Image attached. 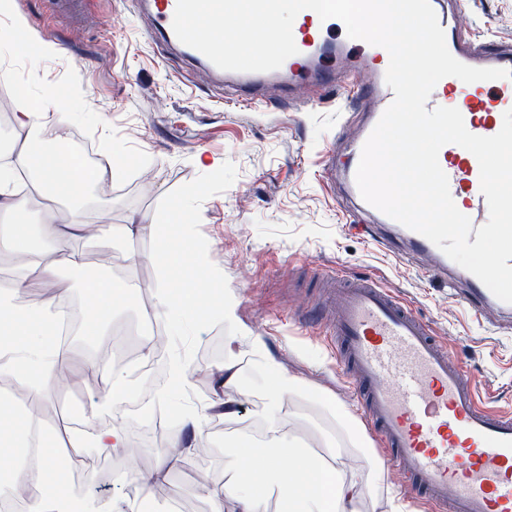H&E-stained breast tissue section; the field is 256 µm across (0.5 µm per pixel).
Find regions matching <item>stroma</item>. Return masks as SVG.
<instances>
[{
	"mask_svg": "<svg viewBox=\"0 0 512 512\" xmlns=\"http://www.w3.org/2000/svg\"><path fill=\"white\" fill-rule=\"evenodd\" d=\"M13 13L26 22L19 49L0 53V132L14 134L11 122L21 101L40 103L46 86L63 80L72 116L50 127L52 147L106 145L126 155L123 177L93 183L83 207L88 225L125 223L137 215L143 229L128 250L104 252L88 241L77 243L84 262L57 282L70 302L85 307L75 286L89 270L107 269L113 280L130 288L129 307L112 334L138 348L149 326L148 308L160 271L158 242L177 233L182 222L195 224L196 238L187 251L204 248L209 266L234 291L242 324L262 336L282 366L303 382L292 399L291 429L297 447L323 453L326 440L341 426L337 413L356 414L353 391L332 358L318 327L302 328L297 314L315 289L305 277L310 264L339 266L353 276L376 275L430 324L452 357L478 383L482 397L502 410L512 409V319L491 310L489 320L472 319L467 306L448 296L446 285L417 267L404 265L377 243L349 230L351 214L327 182L333 166L349 160L346 144L355 131L340 107L349 91L339 83L335 97H321L312 111L267 90V103L241 107L228 102V89L208 71L162 43L147 42V16L132 14L125 0H83L78 13L59 12L52 0H13ZM457 32L472 41L490 38L512 45V0H457ZM54 44L52 55L30 56L27 44ZM335 165H328V151ZM164 354L157 370L129 362L133 398L119 415L101 404L104 383L82 379L74 365L68 406L51 402L55 418L95 430L122 418L133 457L104 458L88 449V468L76 492L97 500L131 502L140 489L129 466L152 468L163 448L180 439L184 449L168 482L154 487L155 512L179 504L181 512H210L199 488L200 473L213 463L233 460L238 445L259 424L257 380L244 376L239 416L224 421L211 415L200 442L185 435L179 414L209 402L214 383L196 375L186 394L172 404L155 401L157 384L171 360L189 354L191 368L215 371L224 361L228 327L199 324L192 335L177 323L158 328ZM204 455H197L196 447ZM426 512L410 503L400 474L384 467L382 479L359 505L360 512Z\"/></svg>",
	"mask_w": 512,
	"mask_h": 512,
	"instance_id": "stroma-1",
	"label": "stroma"
}]
</instances>
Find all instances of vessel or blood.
<instances>
[{
	"instance_id": "b4317fda",
	"label": "vessel or blood",
	"mask_w": 512,
	"mask_h": 512,
	"mask_svg": "<svg viewBox=\"0 0 512 512\" xmlns=\"http://www.w3.org/2000/svg\"><path fill=\"white\" fill-rule=\"evenodd\" d=\"M445 29L451 54L460 62L480 68L512 70V49L488 41L480 45L458 38L448 26V0H430ZM177 0H131L135 14H148L147 39L176 42L172 19ZM302 25L294 34L296 55L269 72H224L234 103L259 104L268 84H280L296 97L306 84L336 86V66L348 58V43L329 33L331 21L311 10L300 13ZM361 81L353 95L366 120L350 148L351 162L343 180L360 201L359 213L370 216L360 230L386 245L409 264L430 261L434 278L447 280L452 264L438 247L421 234L399 227L367 202L361 201L355 180L362 147L394 92L385 81L388 52L360 43ZM455 104L467 129L491 136L502 127L503 114L512 108V80L464 83L441 79L427 106ZM439 164L449 179L452 197L462 198L463 214L474 226L485 222L487 201L480 190L477 159L455 144L439 152ZM323 302L327 333L336 363L353 385L358 409L383 453L386 464L406 479L413 501L430 512H512V414L483 403L465 367L452 358L430 327L406 303L384 288L376 276L350 277L343 269L312 268ZM453 298L478 316L498 305V298L474 275L461 287H451Z\"/></svg>"
}]
</instances>
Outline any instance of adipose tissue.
I'll return each instance as SVG.
<instances>
[{
  "label": "adipose tissue",
  "instance_id": "obj_1",
  "mask_svg": "<svg viewBox=\"0 0 512 512\" xmlns=\"http://www.w3.org/2000/svg\"><path fill=\"white\" fill-rule=\"evenodd\" d=\"M67 118V113L49 111L42 104L23 105L15 112L14 122L28 136L10 148L7 163L0 165V255L24 252L30 256L27 264L0 274V373H8L12 381L11 387L0 389V447L9 451L8 468L14 475V485H28L34 490L26 512H111L108 503L93 506L81 496L62 492L71 471L55 456L46 454L38 464H31L28 450L40 422L12 404L17 388L33 401L51 399L60 373L69 366L68 357L54 348L57 297H47L37 305L25 298L31 275H38L44 287L50 288L65 270L77 265L73 244L83 229L80 216L87 190L104 176L103 171L86 170L77 160L61 166L59 155L52 151L34 153L33 135ZM36 196L70 205L69 223L60 225L49 220L40 231H33L27 212ZM161 252L162 274L155 288L153 321L163 324L177 320L192 329L198 323L215 320L235 328L234 335L224 343L217 399L210 407L183 416L193 437L199 438L209 410H218L228 420L237 415L244 393L237 341L249 334L239 321V302L233 294L214 295L216 275L202 255L188 253L176 237L164 241ZM80 288L90 303L86 335H104L114 312L127 301V287L106 276L91 275L83 278ZM18 335L25 336V347L16 345L14 338ZM250 338L254 367L263 378L266 392L259 439L263 458L258 462L241 455L234 458L225 469L228 481L205 489L210 512H269L274 499L282 512H357V503L382 471L381 463H374L368 475L359 477L337 465L335 452L307 456L293 448L288 431V396L300 391L302 384L276 361L264 337ZM69 444L78 454L89 448L123 454L128 450L126 426L116 423L90 437L73 428ZM286 455L294 462L285 469L279 461Z\"/></svg>",
  "mask_w": 512,
  "mask_h": 512
}]
</instances>
